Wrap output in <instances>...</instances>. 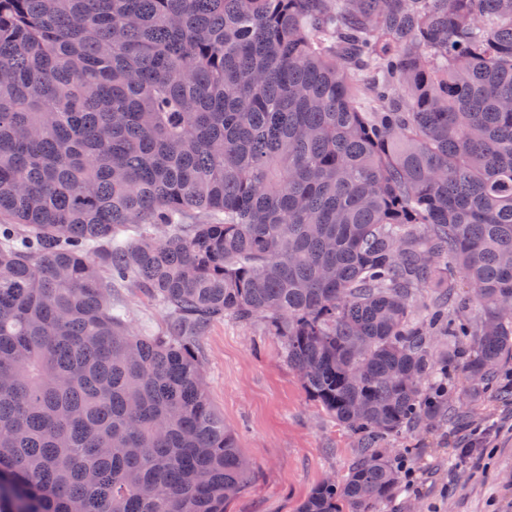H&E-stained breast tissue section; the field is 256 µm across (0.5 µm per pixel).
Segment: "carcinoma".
<instances>
[{
  "label": "carcinoma",
  "mask_w": 512,
  "mask_h": 512,
  "mask_svg": "<svg viewBox=\"0 0 512 512\" xmlns=\"http://www.w3.org/2000/svg\"><path fill=\"white\" fill-rule=\"evenodd\" d=\"M510 301L512 0H0V512H224L227 315L362 438L299 512H379L389 437L509 396ZM119 305L125 310L126 320L131 327L141 330L149 328L159 331L165 326L166 314L132 283L115 287Z\"/></svg>",
  "instance_id": "1"
}]
</instances>
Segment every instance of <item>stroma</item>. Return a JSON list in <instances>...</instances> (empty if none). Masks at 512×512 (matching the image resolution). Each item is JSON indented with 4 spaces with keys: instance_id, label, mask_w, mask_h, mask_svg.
Returning <instances> with one entry per match:
<instances>
[{
    "instance_id": "stroma-1",
    "label": "stroma",
    "mask_w": 512,
    "mask_h": 512,
    "mask_svg": "<svg viewBox=\"0 0 512 512\" xmlns=\"http://www.w3.org/2000/svg\"><path fill=\"white\" fill-rule=\"evenodd\" d=\"M115 291L131 327L164 328L165 313L134 284ZM199 347L210 401L253 467L226 512H297L325 478L347 474L358 440L307 393L281 337L261 320L227 316L204 330ZM474 407L476 428L437 423L391 437V448L414 449L417 483L399 487L381 512H512V405L488 392Z\"/></svg>"
}]
</instances>
